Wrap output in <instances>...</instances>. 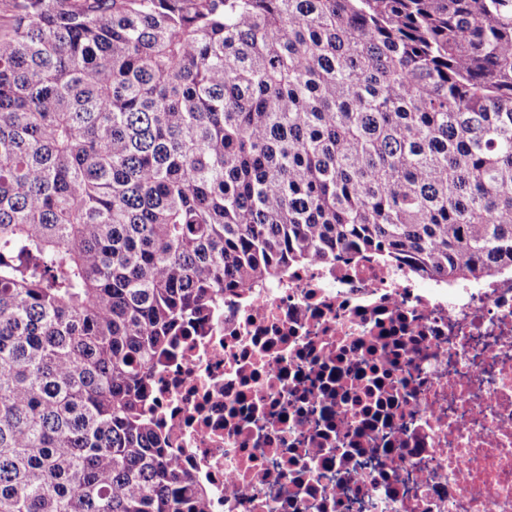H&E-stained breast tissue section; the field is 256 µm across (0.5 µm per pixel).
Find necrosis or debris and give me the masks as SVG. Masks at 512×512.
<instances>
[{
  "label": "necrosis or debris",
  "mask_w": 512,
  "mask_h": 512,
  "mask_svg": "<svg viewBox=\"0 0 512 512\" xmlns=\"http://www.w3.org/2000/svg\"><path fill=\"white\" fill-rule=\"evenodd\" d=\"M154 400L210 512H512V275L294 268L190 324Z\"/></svg>",
  "instance_id": "1"
}]
</instances>
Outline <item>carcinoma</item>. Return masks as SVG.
I'll list each match as a JSON object with an SVG mask.
<instances>
[{"label":"carcinoma","mask_w":512,"mask_h":512,"mask_svg":"<svg viewBox=\"0 0 512 512\" xmlns=\"http://www.w3.org/2000/svg\"><path fill=\"white\" fill-rule=\"evenodd\" d=\"M0 12V512H209L151 388L227 291L512 268V0Z\"/></svg>","instance_id":"1"}]
</instances>
